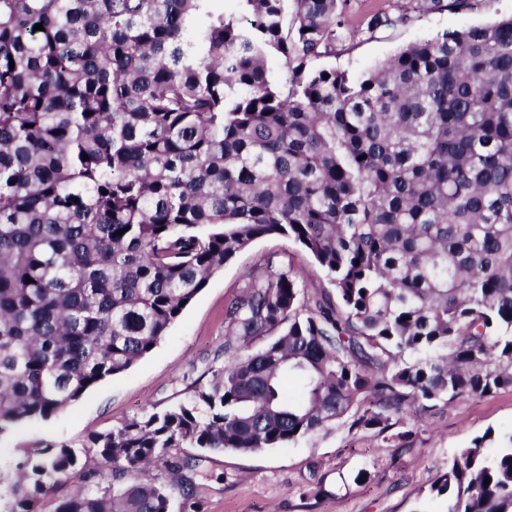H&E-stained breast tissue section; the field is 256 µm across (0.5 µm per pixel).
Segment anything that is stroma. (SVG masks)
<instances>
[{
	"label": "stroma",
	"mask_w": 512,
	"mask_h": 512,
	"mask_svg": "<svg viewBox=\"0 0 512 512\" xmlns=\"http://www.w3.org/2000/svg\"><path fill=\"white\" fill-rule=\"evenodd\" d=\"M401 4L350 0L349 22L362 27V35L339 54L313 61V68L359 77L409 44L512 15V0H473L457 11L415 12L406 23L365 31L370 15L397 13ZM270 269L296 275L300 300L307 306L336 299L325 272L300 245L278 236L257 240L211 277L163 340L128 371L98 383L49 419L0 434V469H11L25 449L36 445L81 447L92 434L178 402L191 382L207 384V366L224 345L227 305L242 293L250 276ZM403 417L418 420L420 426L407 448L385 447L370 433L352 438L339 427L283 448L210 455L208 476L198 486L202 512H445V502L426 497L424 487L473 437L490 427L512 428V390L424 411L411 405ZM362 469L369 471V478L355 481ZM318 483L326 493L315 499L310 490Z\"/></svg>",
	"instance_id": "stroma-1"
}]
</instances>
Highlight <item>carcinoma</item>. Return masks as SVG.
<instances>
[{
  "mask_svg": "<svg viewBox=\"0 0 512 512\" xmlns=\"http://www.w3.org/2000/svg\"><path fill=\"white\" fill-rule=\"evenodd\" d=\"M220 2L0 0V433L128 371L259 239L309 252L336 307L301 305L289 272L251 284L207 386L85 449H27L0 512H44L48 493L50 512H174L177 495L201 512L207 457L179 448L339 426L406 448V404L512 390V16L353 78L309 68L361 34L348 0H237L240 19ZM156 462L169 483L146 477ZM424 492L512 512V430L474 437Z\"/></svg>",
  "mask_w": 512,
  "mask_h": 512,
  "instance_id": "cac0c4a2",
  "label": "carcinoma"
}]
</instances>
